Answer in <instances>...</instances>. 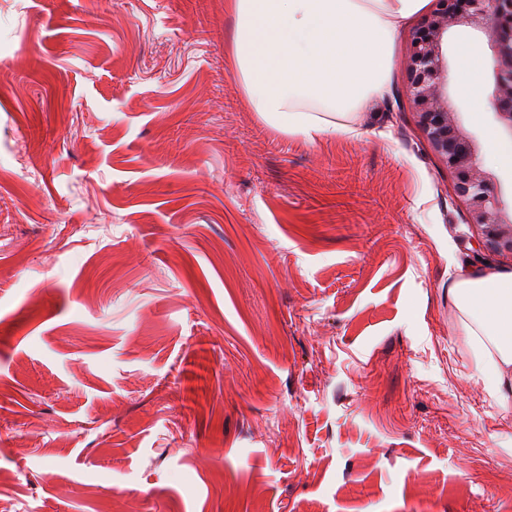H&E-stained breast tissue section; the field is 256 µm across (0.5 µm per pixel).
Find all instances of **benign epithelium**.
Here are the masks:
<instances>
[{
    "label": "benign epithelium",
    "instance_id": "obj_1",
    "mask_svg": "<svg viewBox=\"0 0 512 512\" xmlns=\"http://www.w3.org/2000/svg\"><path fill=\"white\" fill-rule=\"evenodd\" d=\"M512 0H434L410 35L406 61L407 98L421 134L446 165L466 210L469 232L461 239L475 251L512 261V201L497 189L479 160V145L448 96V33L470 27L482 33L493 57L494 115L512 137Z\"/></svg>",
    "mask_w": 512,
    "mask_h": 512
}]
</instances>
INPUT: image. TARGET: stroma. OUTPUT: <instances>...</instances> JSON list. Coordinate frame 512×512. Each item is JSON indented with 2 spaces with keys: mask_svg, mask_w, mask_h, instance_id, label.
I'll return each instance as SVG.
<instances>
[{
  "mask_svg": "<svg viewBox=\"0 0 512 512\" xmlns=\"http://www.w3.org/2000/svg\"><path fill=\"white\" fill-rule=\"evenodd\" d=\"M417 24L358 135L309 140L254 111L228 0H0L13 512H512V403L448 299L503 262L408 105Z\"/></svg>",
  "mask_w": 512,
  "mask_h": 512,
  "instance_id": "stroma-1",
  "label": "stroma"
}]
</instances>
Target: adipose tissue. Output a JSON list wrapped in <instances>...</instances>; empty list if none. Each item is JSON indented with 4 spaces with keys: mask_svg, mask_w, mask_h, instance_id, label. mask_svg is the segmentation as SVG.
<instances>
[{
    "mask_svg": "<svg viewBox=\"0 0 512 512\" xmlns=\"http://www.w3.org/2000/svg\"><path fill=\"white\" fill-rule=\"evenodd\" d=\"M427 0H233V55L253 108L276 130L353 136L382 97L395 37ZM477 370L512 401V272L471 268L448 288Z\"/></svg>",
    "mask_w": 512,
    "mask_h": 512,
    "instance_id": "obj_1",
    "label": "adipose tissue"
}]
</instances>
